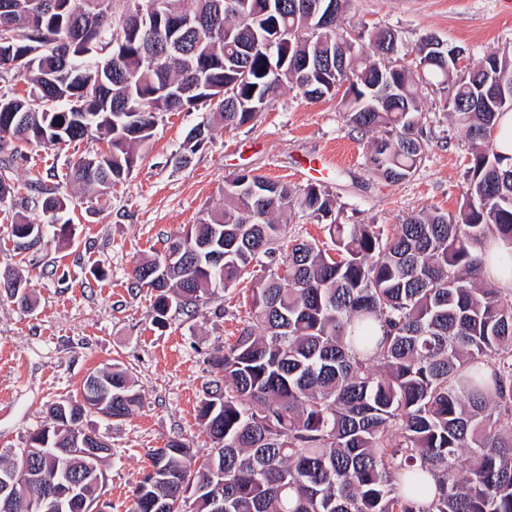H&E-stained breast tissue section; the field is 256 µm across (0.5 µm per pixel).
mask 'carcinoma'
I'll return each mask as SVG.
<instances>
[{"label":"carcinoma","mask_w":512,"mask_h":512,"mask_svg":"<svg viewBox=\"0 0 512 512\" xmlns=\"http://www.w3.org/2000/svg\"><path fill=\"white\" fill-rule=\"evenodd\" d=\"M0 11V73L25 80L26 95L0 91V149L80 141L104 135L108 149L79 157L69 181L104 192L123 181L154 136L158 120L182 112L168 86L190 88L205 69L216 121L235 130L257 119L286 89L304 98L340 97L349 123L371 134L368 161L386 180L410 178L425 151L419 87L448 91L444 106L471 140L458 213L421 210L386 236L375 224H343L323 186L292 188L252 171L224 180V207L209 210L190 233L192 248L224 239L217 267L156 278L161 255L135 266L132 278L156 291L163 320L169 303L196 311L218 291L252 278L251 325L209 354L215 379L197 409L213 442L204 456L177 440L151 450L152 471L132 490L130 512H512V300L481 279L480 250L494 239L512 263V157L490 131L512 100V50L461 68L436 58L425 36L413 47L391 29L368 34L372 53L356 49L345 13L326 28L300 0H161L160 17L132 18L150 0H66L62 13H28L31 0ZM203 24L171 36L173 10ZM281 34L287 59L268 50ZM249 51L243 53L240 47ZM415 55L418 69L404 62ZM264 186L262 202L242 184ZM11 163L0 162V201L11 195ZM46 223L68 224L65 198L41 202ZM333 217L332 256L312 242L281 250L299 213ZM13 225L16 248L33 244ZM268 259V274L253 277ZM112 410L124 419L141 404L127 371L101 372ZM92 409L63 400L50 419Z\"/></svg>","instance_id":"1"}]
</instances>
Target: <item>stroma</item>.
I'll list each match as a JSON object with an SVG mask.
<instances>
[{
    "label": "stroma",
    "instance_id": "stroma-1",
    "mask_svg": "<svg viewBox=\"0 0 512 512\" xmlns=\"http://www.w3.org/2000/svg\"><path fill=\"white\" fill-rule=\"evenodd\" d=\"M351 33L391 27L406 45L436 36L461 49L467 64L512 49V0H352ZM428 146L416 172L390 182L368 165V135L353 130L337 100L309 101L283 91L251 122L235 130L211 124L200 105L160 119L130 175L107 193L66 190V229L15 250L12 226L41 219L28 201L29 184H57L70 160L104 148L92 136L71 144L20 145L15 191L0 202V282L21 277L31 308L0 293V454L25 447L49 424V406L78 397L93 371L126 367L142 396L123 420L94 415L90 426L111 446L102 469L107 512H128L149 453L171 439L207 453L212 446L196 406L213 374L209 353L234 343L247 324L251 284L215 295L196 312L171 309L157 322L154 293L135 287L132 270L180 235L206 211L221 208L224 180L243 170L302 188L327 186L343 223L375 224L385 234L425 210L456 213L469 163L465 132L444 110L442 93L422 92ZM210 124L205 142L186 153L185 137Z\"/></svg>",
    "mask_w": 512,
    "mask_h": 512
}]
</instances>
